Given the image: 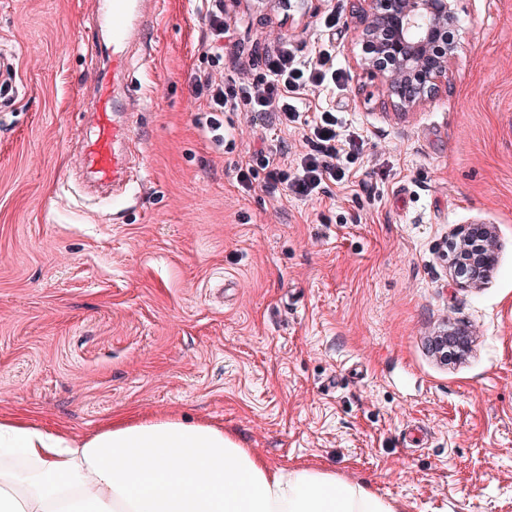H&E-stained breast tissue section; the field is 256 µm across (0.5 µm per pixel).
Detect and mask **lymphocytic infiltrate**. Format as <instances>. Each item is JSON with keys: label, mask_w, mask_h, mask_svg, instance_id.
<instances>
[{"label": "lymphocytic infiltrate", "mask_w": 512, "mask_h": 512, "mask_svg": "<svg viewBox=\"0 0 512 512\" xmlns=\"http://www.w3.org/2000/svg\"><path fill=\"white\" fill-rule=\"evenodd\" d=\"M341 79L330 48L303 56L284 45L267 55L258 70L220 80L196 75L191 86L194 96L206 101V126L211 131L223 128L225 113L238 111L263 113L283 131L301 127L307 150L297 158L294 169L283 167L282 150H257L238 162L236 179L248 192L259 187L272 195L282 192L313 198L325 193L329 183L348 180L343 160L358 153L360 142L356 134H340L335 112L325 110L305 120L297 102L307 91Z\"/></svg>", "instance_id": "f902f5d3"}]
</instances>
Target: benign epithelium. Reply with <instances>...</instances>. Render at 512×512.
<instances>
[{"instance_id":"1","label":"benign epithelium","mask_w":512,"mask_h":512,"mask_svg":"<svg viewBox=\"0 0 512 512\" xmlns=\"http://www.w3.org/2000/svg\"><path fill=\"white\" fill-rule=\"evenodd\" d=\"M456 0H356L360 64L377 79L399 111L406 114L448 90V73L460 46ZM486 244L470 246L474 228L462 229L448 245V266L470 271L457 281L462 288H478L497 264L492 227L479 226ZM468 333L451 328L437 337V347L468 346Z\"/></svg>"}]
</instances>
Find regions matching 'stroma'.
I'll list each match as a JSON object with an SVG mask.
<instances>
[{"instance_id": "35a3bbf8", "label": "stroma", "mask_w": 512, "mask_h": 512, "mask_svg": "<svg viewBox=\"0 0 512 512\" xmlns=\"http://www.w3.org/2000/svg\"><path fill=\"white\" fill-rule=\"evenodd\" d=\"M351 6L242 0L219 62L202 0H167L131 72L141 170L112 203L78 180L97 0H0V414L77 440L129 414L205 419L402 512H512V0H458L450 88L407 115L359 66ZM284 40L331 46L343 80L300 110L363 141L326 196L238 186L263 116L225 113L220 139L197 123L192 73ZM462 224L494 230L476 289L448 272ZM453 325L471 348L447 363L430 341Z\"/></svg>"}]
</instances>
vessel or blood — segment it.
Wrapping results in <instances>:
<instances>
[{"instance_id": "1", "label": "vessel or blood", "mask_w": 512, "mask_h": 512, "mask_svg": "<svg viewBox=\"0 0 512 512\" xmlns=\"http://www.w3.org/2000/svg\"><path fill=\"white\" fill-rule=\"evenodd\" d=\"M156 8L155 0H102L100 30L110 42L96 78L93 131L80 145V162L95 182L116 189L131 173L138 141L130 118L118 113L115 101L124 88L133 49L140 45Z\"/></svg>"}]
</instances>
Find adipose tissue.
<instances>
[{
  "mask_svg": "<svg viewBox=\"0 0 512 512\" xmlns=\"http://www.w3.org/2000/svg\"><path fill=\"white\" fill-rule=\"evenodd\" d=\"M0 512H396L318 465L271 466L206 421L119 417L82 441L0 415Z\"/></svg>",
  "mask_w": 512,
  "mask_h": 512,
  "instance_id": "1",
  "label": "adipose tissue"
}]
</instances>
